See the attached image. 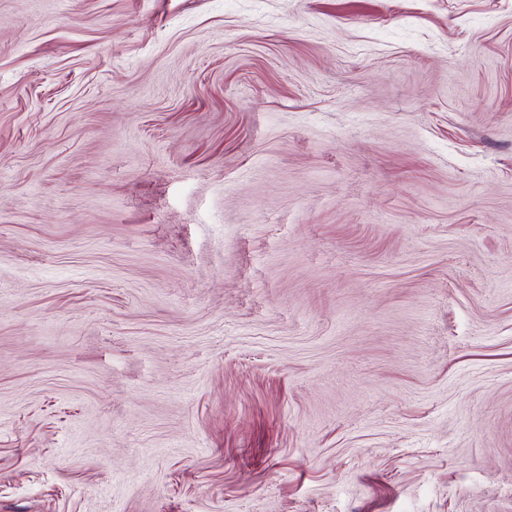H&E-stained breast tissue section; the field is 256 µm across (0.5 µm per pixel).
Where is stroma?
Listing matches in <instances>:
<instances>
[{
    "instance_id": "1",
    "label": "stroma",
    "mask_w": 512,
    "mask_h": 512,
    "mask_svg": "<svg viewBox=\"0 0 512 512\" xmlns=\"http://www.w3.org/2000/svg\"><path fill=\"white\" fill-rule=\"evenodd\" d=\"M0 512H512V0H0Z\"/></svg>"
}]
</instances>
